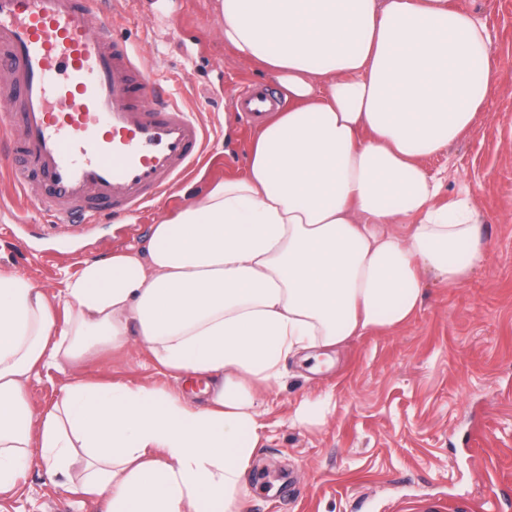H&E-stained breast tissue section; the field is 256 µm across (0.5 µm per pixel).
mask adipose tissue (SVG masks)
Returning a JSON list of instances; mask_svg holds the SVG:
<instances>
[{"instance_id":"1","label":"adipose tissue","mask_w":512,"mask_h":512,"mask_svg":"<svg viewBox=\"0 0 512 512\" xmlns=\"http://www.w3.org/2000/svg\"><path fill=\"white\" fill-rule=\"evenodd\" d=\"M224 40L289 107L243 171L84 262L49 297L0 270V492L32 458L103 512H240L264 395L289 359L406 322L427 276L487 259L469 191L424 160L500 85L491 38L448 0H219ZM138 339L188 391L79 379L34 411L29 381ZM80 478H72L74 465Z\"/></svg>"}]
</instances>
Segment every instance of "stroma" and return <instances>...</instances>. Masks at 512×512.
I'll return each instance as SVG.
<instances>
[{
  "label": "stroma",
  "instance_id": "35a3bbf8",
  "mask_svg": "<svg viewBox=\"0 0 512 512\" xmlns=\"http://www.w3.org/2000/svg\"><path fill=\"white\" fill-rule=\"evenodd\" d=\"M449 2L485 23L502 81L472 127L426 165L444 176L445 200L471 191L487 260L463 285L431 284L403 325L350 337L316 361H289L285 386L265 396V441L245 478L242 512H512V0ZM109 10L120 18L115 36L198 115L206 145L169 195L119 222L46 228L0 173V268L50 295L84 261L144 248L160 217L238 173L256 131L235 102L247 86H274L225 44L217 0H110ZM89 376L177 385L133 343L41 371L29 402L46 410ZM319 397L331 400L326 416L299 420L300 404ZM0 512L102 508L64 493L35 461L0 494Z\"/></svg>",
  "mask_w": 512,
  "mask_h": 512
}]
</instances>
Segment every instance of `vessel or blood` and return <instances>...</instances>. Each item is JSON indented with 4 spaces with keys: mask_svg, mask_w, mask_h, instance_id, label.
Masks as SVG:
<instances>
[{
    "mask_svg": "<svg viewBox=\"0 0 512 512\" xmlns=\"http://www.w3.org/2000/svg\"><path fill=\"white\" fill-rule=\"evenodd\" d=\"M102 0H0V152L15 193L51 226L150 207L202 153L205 132L112 34ZM279 107L260 87L251 121Z\"/></svg>",
    "mask_w": 512,
    "mask_h": 512,
    "instance_id": "b4317fda",
    "label": "vessel or blood"
}]
</instances>
